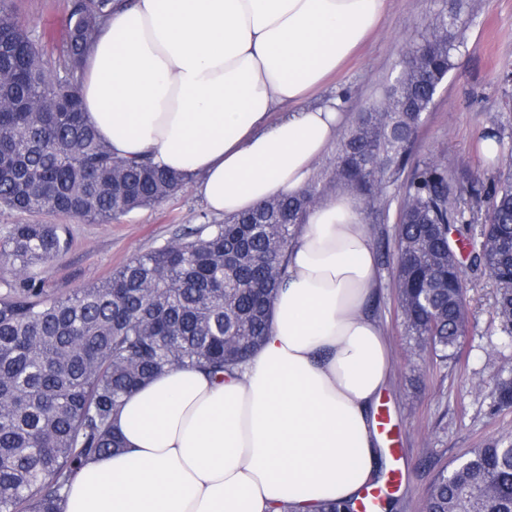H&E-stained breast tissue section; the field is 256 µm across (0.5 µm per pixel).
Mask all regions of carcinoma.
Segmentation results:
<instances>
[{
	"label": "carcinoma",
	"instance_id": "carcinoma-1",
	"mask_svg": "<svg viewBox=\"0 0 512 512\" xmlns=\"http://www.w3.org/2000/svg\"><path fill=\"white\" fill-rule=\"evenodd\" d=\"M118 0H70L65 54L44 66L42 39L21 23L16 0H0V206L110 224L154 207L185 178L151 159L113 156L84 117L79 96L88 51ZM463 0H441L419 42L403 53L372 111L359 112L333 159L297 194L213 224L199 216L173 243L132 258L106 280L44 298L31 275L69 246L58 224H13L0 259L16 271L0 297V512H60L87 459L122 447L112 418L145 381L185 366L218 380L235 374L268 335L288 252L308 212L338 186L387 223L386 200L401 202L393 283L412 356L459 357L467 274L495 286L494 318L512 338V168L491 182L452 171L417 149L420 128L463 44ZM486 203L468 242L462 187ZM494 406L512 408V378L498 377ZM495 488L491 497L484 494ZM512 512V448L488 443L440 470L422 512Z\"/></svg>",
	"mask_w": 512,
	"mask_h": 512
}]
</instances>
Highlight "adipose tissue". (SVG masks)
<instances>
[{"label": "adipose tissue", "mask_w": 512, "mask_h": 512, "mask_svg": "<svg viewBox=\"0 0 512 512\" xmlns=\"http://www.w3.org/2000/svg\"><path fill=\"white\" fill-rule=\"evenodd\" d=\"M386 0H131L90 47L85 117L113 153L191 179L233 215L302 190L336 138L310 95L371 35ZM377 257L349 191L289 249L269 335L236 375L174 369L130 393L122 451L87 460L62 512H275L355 503L378 469L371 410L391 351L365 304Z\"/></svg>", "instance_id": "ef3b65f1"}]
</instances>
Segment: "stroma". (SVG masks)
Wrapping results in <instances>:
<instances>
[{
    "instance_id": "35a3bbf8",
    "label": "stroma",
    "mask_w": 512,
    "mask_h": 512,
    "mask_svg": "<svg viewBox=\"0 0 512 512\" xmlns=\"http://www.w3.org/2000/svg\"><path fill=\"white\" fill-rule=\"evenodd\" d=\"M473 19L463 46L422 127L421 154L445 157L450 166L492 179L512 165V109L497 81L512 68V0H468ZM68 0H18L22 24L41 35L48 68L62 60ZM434 0H387L370 40L315 97L324 101L341 89L352 92V111L375 98L406 43L419 37ZM504 132L500 159L483 153L481 133L490 123ZM207 208L192 182L161 204L132 212L111 224L68 221L70 245L59 257L33 268L46 294L60 296L100 282L138 254L160 248L199 223ZM380 288L369 309L380 321L392 352V375L377 410L387 415L389 433L381 445L394 449L387 466L397 481V512H421L422 500L437 472L453 467L466 449L489 441L512 446V408H493V383L512 376V339L493 322L492 287L487 278L469 281V321L460 359L417 371L408 359V343L393 286L392 268L379 264Z\"/></svg>"
}]
</instances>
